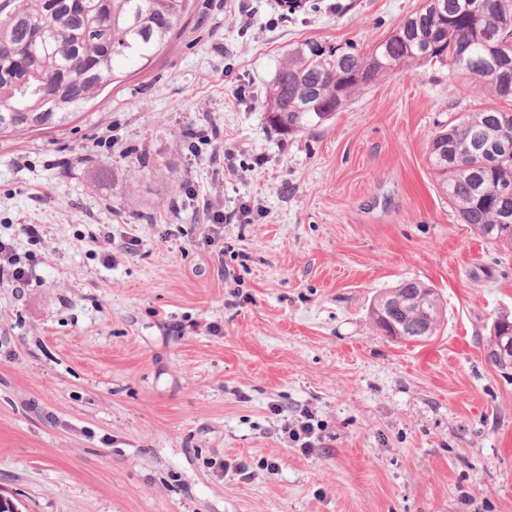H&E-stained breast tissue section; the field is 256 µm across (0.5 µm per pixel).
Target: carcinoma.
I'll return each mask as SVG.
<instances>
[{
	"label": "carcinoma",
	"instance_id": "cac0c4a2",
	"mask_svg": "<svg viewBox=\"0 0 512 512\" xmlns=\"http://www.w3.org/2000/svg\"><path fill=\"white\" fill-rule=\"evenodd\" d=\"M191 0H0V138L61 130L118 79L119 59L148 68L182 29ZM500 70L485 71L486 61ZM448 62L468 89L512 101V0H424L383 42L298 46L284 57L266 96L275 130L297 134L352 104L403 65ZM429 163L460 223L491 244L512 247V110L481 106L441 126ZM442 302L404 280L379 295L370 317L392 340L436 335Z\"/></svg>",
	"mask_w": 512,
	"mask_h": 512
}]
</instances>
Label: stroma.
<instances>
[{"mask_svg":"<svg viewBox=\"0 0 512 512\" xmlns=\"http://www.w3.org/2000/svg\"><path fill=\"white\" fill-rule=\"evenodd\" d=\"M421 3L194 0L150 67L118 63L102 103L0 142V237L32 270L0 285V497L19 512H512V371L487 360L512 315V249L459 222L428 163L438 124L484 92L453 94L436 62L304 134L265 109L288 49L368 51ZM188 129L208 135L201 155ZM404 279L444 302L428 341L368 316ZM306 410L323 437L307 452L284 433ZM208 223L206 233L204 235V241L208 246L216 247L218 254L223 255L224 253V242L223 235H221L220 228H223L224 224V209L219 205H213L209 208L208 212ZM222 241V242H221Z\"/></svg>","mask_w":512,"mask_h":512,"instance_id":"stroma-1","label":"stroma"}]
</instances>
